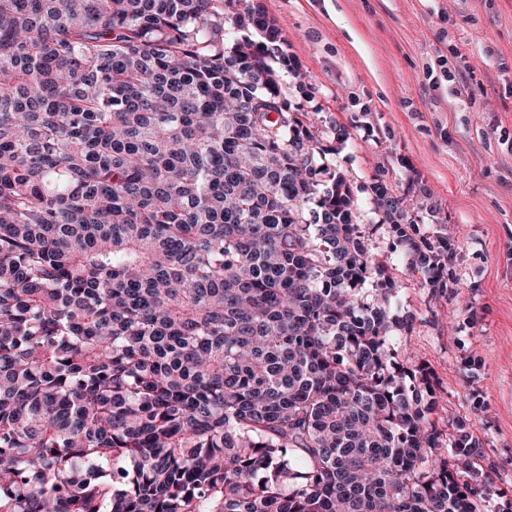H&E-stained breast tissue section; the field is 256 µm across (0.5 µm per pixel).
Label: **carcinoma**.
I'll return each instance as SVG.
<instances>
[{
	"label": "carcinoma",
	"mask_w": 512,
	"mask_h": 512,
	"mask_svg": "<svg viewBox=\"0 0 512 512\" xmlns=\"http://www.w3.org/2000/svg\"><path fill=\"white\" fill-rule=\"evenodd\" d=\"M259 0H0V512H476L467 420L288 109ZM409 269L445 294L448 238ZM372 287H366V284Z\"/></svg>",
	"instance_id": "obj_1"
}]
</instances>
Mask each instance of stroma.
Returning <instances> with one entry per match:
<instances>
[{
  "mask_svg": "<svg viewBox=\"0 0 512 512\" xmlns=\"http://www.w3.org/2000/svg\"><path fill=\"white\" fill-rule=\"evenodd\" d=\"M303 83L282 92L322 131L321 161L349 180L367 247L415 315L398 347L435 372L441 417L473 424L512 502V0H263ZM405 201L420 236L454 247L456 292L436 298L388 239L370 185Z\"/></svg>",
  "mask_w": 512,
  "mask_h": 512,
  "instance_id": "obj_1",
  "label": "stroma"
}]
</instances>
